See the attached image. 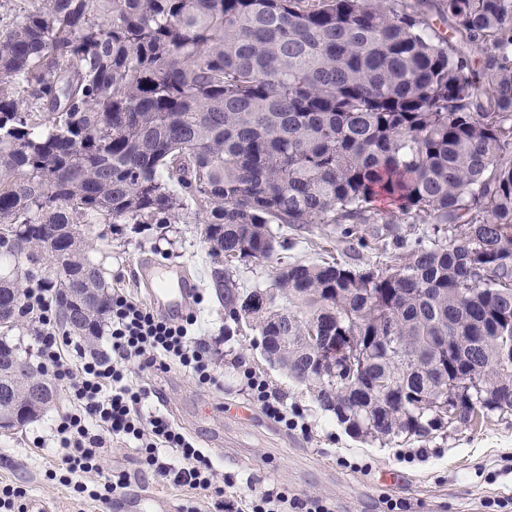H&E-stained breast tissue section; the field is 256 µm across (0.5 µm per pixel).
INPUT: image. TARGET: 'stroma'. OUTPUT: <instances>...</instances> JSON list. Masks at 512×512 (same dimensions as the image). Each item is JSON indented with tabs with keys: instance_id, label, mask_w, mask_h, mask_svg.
Segmentation results:
<instances>
[{
	"instance_id": "stroma-1",
	"label": "stroma",
	"mask_w": 512,
	"mask_h": 512,
	"mask_svg": "<svg viewBox=\"0 0 512 512\" xmlns=\"http://www.w3.org/2000/svg\"><path fill=\"white\" fill-rule=\"evenodd\" d=\"M412 216H399L386 236V247H361L339 241L320 224L282 228L286 246L271 260L240 267L247 288H272L281 264L337 257L354 266L388 262L398 252L396 237H414ZM89 258L100 266L114 290L146 301L134 280L138 262L154 258L183 266L200 284L192 313L195 331L220 352L216 385L202 387L179 368L145 377L150 390L146 410H160L207 448L227 494L248 493L270 485L287 488L301 499L318 498L336 512H387L404 502L407 512H512V413H491L471 423L455 424L424 438L390 441L348 435L332 413L324 411L311 391L266 360L261 336L250 322H233L224 314L211 278L213 263L197 225L93 224ZM260 372L271 390L304 417L307 431L284 428L251 405L243 369ZM35 421L0 432V483L21 487L30 512H217L206 493L174 486L141 470L135 449L116 443L100 471L87 477L102 489L111 476L124 473L127 489L108 506L75 495L46 472L59 457L49 443L59 416L72 406L65 386Z\"/></svg>"
}]
</instances>
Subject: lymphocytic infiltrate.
<instances>
[{"label": "lymphocytic infiltrate", "mask_w": 512, "mask_h": 512, "mask_svg": "<svg viewBox=\"0 0 512 512\" xmlns=\"http://www.w3.org/2000/svg\"><path fill=\"white\" fill-rule=\"evenodd\" d=\"M23 310L34 323V347L39 368L64 384L72 397V410L58 419L53 438L62 450L59 482L79 494L108 503L112 493L125 488V475L113 476L102 490L89 489L87 474L98 471L108 442L134 443L144 470L155 478L196 491L223 496L224 489L203 449L167 417L145 411L148 390L127 367L138 359L139 370L149 373L179 365L198 384L215 380L212 346L193 334L196 317L178 324L160 317L144 304L113 293L108 329L109 351L100 356L70 351V343L57 335L54 304L49 289H26ZM250 399L275 422L298 428L301 415L289 411L269 388L262 374L243 372ZM227 512H332L320 499L301 500L278 486L233 497Z\"/></svg>", "instance_id": "lymphocytic-infiltrate-1"}]
</instances>
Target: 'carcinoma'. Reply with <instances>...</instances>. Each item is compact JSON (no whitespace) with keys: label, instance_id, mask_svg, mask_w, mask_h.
Segmentation results:
<instances>
[{"label":"carcinoma","instance_id":"cac0c4a2","mask_svg":"<svg viewBox=\"0 0 512 512\" xmlns=\"http://www.w3.org/2000/svg\"><path fill=\"white\" fill-rule=\"evenodd\" d=\"M0 30V400L29 406L6 340L44 253L65 335L101 334L112 293L86 224L206 227L224 309L356 438L426 437L512 413V0H26ZM448 27L437 32L432 17ZM36 101L23 107L24 99ZM425 225L382 267H282L245 309L225 257L278 229ZM350 341L330 371L312 325ZM386 381L388 392L376 386Z\"/></svg>","mask_w":512,"mask_h":512}]
</instances>
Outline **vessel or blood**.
Listing matches in <instances>:
<instances>
[{
  "instance_id": "b4317fda",
  "label": "vessel or blood",
  "mask_w": 512,
  "mask_h": 512,
  "mask_svg": "<svg viewBox=\"0 0 512 512\" xmlns=\"http://www.w3.org/2000/svg\"><path fill=\"white\" fill-rule=\"evenodd\" d=\"M136 276L146 288L151 306L169 317L181 314L199 288L182 268L164 267L148 259L138 264Z\"/></svg>"
}]
</instances>
